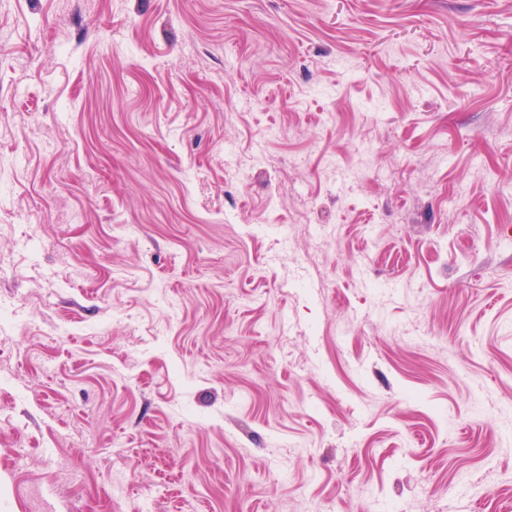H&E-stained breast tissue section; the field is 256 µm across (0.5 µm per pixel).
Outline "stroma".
<instances>
[{"label":"stroma","instance_id":"35a3bbf8","mask_svg":"<svg viewBox=\"0 0 512 512\" xmlns=\"http://www.w3.org/2000/svg\"><path fill=\"white\" fill-rule=\"evenodd\" d=\"M512 0H0V512H499Z\"/></svg>","mask_w":512,"mask_h":512}]
</instances>
